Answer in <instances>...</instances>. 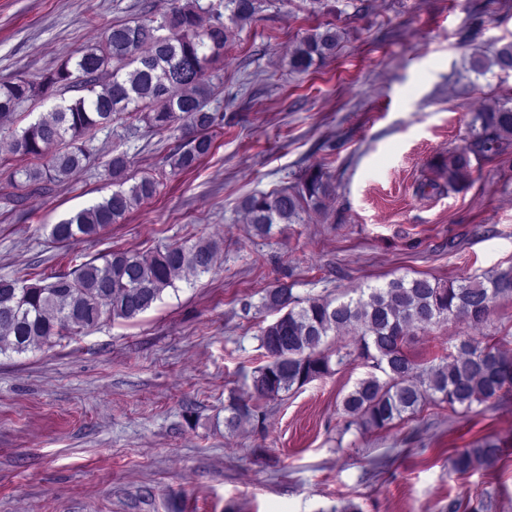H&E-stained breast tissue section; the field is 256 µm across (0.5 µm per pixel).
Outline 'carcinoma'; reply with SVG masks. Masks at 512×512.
<instances>
[{"mask_svg":"<svg viewBox=\"0 0 512 512\" xmlns=\"http://www.w3.org/2000/svg\"><path fill=\"white\" fill-rule=\"evenodd\" d=\"M261 7L262 0H224L230 24L218 18L207 24L200 0H171L170 12L155 26L141 21L114 24L101 40L78 57L62 60L40 82L1 84L0 122L56 86L82 92L37 121L8 131L4 154L28 160L15 174L33 194L69 180L89 159L86 141L116 117L178 133L171 168H196L213 148V132L224 127V114L208 110L210 73L223 61L233 28L254 21ZM339 40L334 27L314 29L294 46L289 66L298 73L308 71L333 57ZM493 67L512 71V41L502 44L489 64L476 61L480 73ZM511 144L509 102L476 113L469 144L448 157V185L468 180L469 155L489 157ZM127 167L125 156L110 158L107 172L119 189L53 225V240L67 245L95 237L156 195L160 182L152 176L123 188ZM329 195V184L317 168L291 186L244 197L241 209L254 233L266 236L276 224H296L305 214L323 213ZM218 250L216 242L200 238L150 255L115 250L100 264L91 259L68 273L45 276L23 269L14 279H0V355L77 336L105 320H133L176 281L212 272ZM505 299H512V266L448 282L403 276L355 288L346 299H301L284 283L268 288L262 308L278 314L259 336L268 362L255 371L249 395L229 393L224 428L235 432L260 422V401L277 399L327 375L333 356L338 365L356 356L372 368L342 400L349 427L384 430L413 418L430 402L454 411L496 399L512 387V358L503 350V340L465 336L456 353L430 365L418 361L408 344L412 332L449 320L465 319L477 327ZM343 333L353 337V348L347 351L328 343V337ZM501 453L492 440L459 448L452 468L465 474L492 465Z\"/></svg>","mask_w":512,"mask_h":512,"instance_id":"carcinoma-1","label":"carcinoma"}]
</instances>
